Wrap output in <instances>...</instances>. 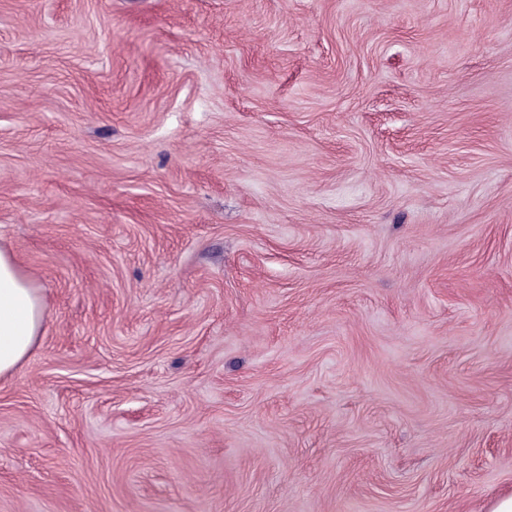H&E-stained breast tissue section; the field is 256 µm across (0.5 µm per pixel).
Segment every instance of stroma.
Listing matches in <instances>:
<instances>
[{
	"instance_id": "obj_1",
	"label": "stroma",
	"mask_w": 512,
	"mask_h": 512,
	"mask_svg": "<svg viewBox=\"0 0 512 512\" xmlns=\"http://www.w3.org/2000/svg\"><path fill=\"white\" fill-rule=\"evenodd\" d=\"M0 246V512L512 495V0H0ZM47 306L34 278L0 247V379L31 356L44 332Z\"/></svg>"
}]
</instances>
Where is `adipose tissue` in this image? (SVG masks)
I'll list each match as a JSON object with an SVG mask.
<instances>
[{"label": "adipose tissue", "mask_w": 512, "mask_h": 512, "mask_svg": "<svg viewBox=\"0 0 512 512\" xmlns=\"http://www.w3.org/2000/svg\"><path fill=\"white\" fill-rule=\"evenodd\" d=\"M47 306L34 278L0 247V379L31 356L44 332Z\"/></svg>", "instance_id": "adipose-tissue-1"}]
</instances>
